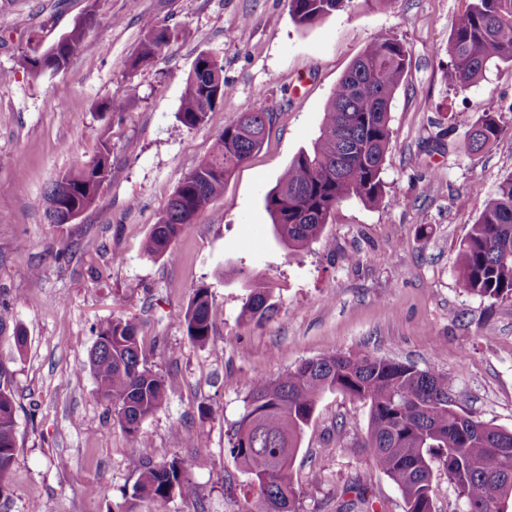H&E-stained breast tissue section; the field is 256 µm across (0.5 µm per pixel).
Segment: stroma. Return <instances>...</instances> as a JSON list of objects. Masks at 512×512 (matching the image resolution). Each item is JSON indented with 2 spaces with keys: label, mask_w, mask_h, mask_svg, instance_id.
<instances>
[{
  "label": "stroma",
  "mask_w": 512,
  "mask_h": 512,
  "mask_svg": "<svg viewBox=\"0 0 512 512\" xmlns=\"http://www.w3.org/2000/svg\"><path fill=\"white\" fill-rule=\"evenodd\" d=\"M466 5L381 0L302 27L288 0H0V303L27 335L22 349L0 336L17 406L11 496L0 512L35 502L45 512H247L255 492L229 440L250 380L330 354L437 370L458 411L512 430V298L466 292L454 267L487 194L512 173V65L463 92L444 78L448 35ZM89 9L84 45L63 69L36 77L24 68L23 55L41 54ZM149 19L175 39L134 70ZM382 34L410 50L391 104L384 202H343L292 252L274 236L265 196L318 136L338 80ZM202 53L219 61L233 93L189 129L177 113ZM116 96L126 112L104 113ZM488 111L501 113L503 133L469 154L466 133ZM242 112L272 114L263 147L163 256H146L142 244L180 180ZM104 142L112 166L95 205L74 223H50L49 187ZM26 269L37 278L23 277ZM248 277L270 288L272 318L243 316ZM202 285L214 323L203 347L176 318ZM117 317L137 325L168 392L135 443L98 398L89 368L98 326ZM368 412L342 394L322 396L292 467L305 489L301 512H334L333 496L355 477L371 488L375 512H405L400 490L354 446ZM179 423L193 444L175 439ZM134 455L184 459V491L132 502Z\"/></svg>",
  "instance_id": "obj_1"
}]
</instances>
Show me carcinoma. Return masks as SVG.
Masks as SVG:
<instances>
[{
  "instance_id": "carcinoma-1",
  "label": "carcinoma",
  "mask_w": 512,
  "mask_h": 512,
  "mask_svg": "<svg viewBox=\"0 0 512 512\" xmlns=\"http://www.w3.org/2000/svg\"><path fill=\"white\" fill-rule=\"evenodd\" d=\"M354 0H289L294 22L307 26ZM148 36L131 62L143 69L169 50L170 29L152 20ZM86 25H74L53 53L23 57L36 76L60 69L83 45ZM448 86L465 90L484 78L497 63L512 64V0H468L455 20L446 47ZM409 49L396 37L374 39L356 57L333 90L312 148L299 152L266 195L274 233L281 244L299 251L322 232L331 212L357 199L382 202L383 166L393 131L391 103L409 59ZM223 67L199 54L186 80L178 120L187 128L232 93ZM271 125L268 112H242L224 126L208 156L180 181L161 217L143 243L157 257L194 223L198 212L224 194V183L260 149ZM501 116L486 112L467 132L466 149L476 155L500 138ZM93 170L79 164L64 173L46 193L47 214L62 224L61 209L84 212L96 202L111 169L110 149L101 145ZM455 269L461 286L487 299L512 298V174L488 197L484 208L459 243ZM243 314L251 320L272 317L271 291L247 281ZM192 343L207 344L213 332L212 298L200 286L179 314ZM99 398L127 436L136 440L142 422L165 405L162 377L148 367L137 327L113 319L99 326L89 356ZM339 392L369 405L367 430L357 448L369 450L375 464L398 487L405 512H434V470L444 472L462 500L464 512H508L512 508V431L459 412L448 392V378L436 370L369 354H334L301 362L281 376L255 377L244 412L230 440V454L256 491L253 512H300L303 487L290 469L320 396ZM16 401L12 372L0 366V502L10 499L8 475L15 460ZM136 475L132 498L162 503L182 492L188 482L178 458L156 463L129 459ZM368 487L354 480L336 494V512H370Z\"/></svg>"
}]
</instances>
